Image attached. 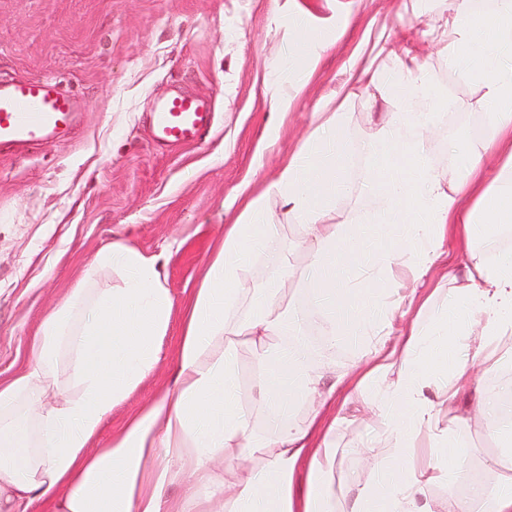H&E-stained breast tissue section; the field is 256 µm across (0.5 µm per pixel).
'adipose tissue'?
Instances as JSON below:
<instances>
[{
  "instance_id": "obj_1",
  "label": "adipose tissue",
  "mask_w": 512,
  "mask_h": 512,
  "mask_svg": "<svg viewBox=\"0 0 512 512\" xmlns=\"http://www.w3.org/2000/svg\"><path fill=\"white\" fill-rule=\"evenodd\" d=\"M450 24L456 34L450 65L467 81L480 85L488 121L485 134L471 143L466 177L460 189L476 188L477 199L460 213L456 192L443 187L426 155L423 138L406 143L403 126L419 133L435 117L442 100L417 58L397 60L393 68H364L357 81L388 85L401 102L390 122L371 135L381 158L370 170L371 190L380 208L379 226L361 225L352 216L325 223L336 198L348 193L344 115L325 112L319 126L289 161L269 189L312 241L310 267L316 305L326 319L327 345L350 336L376 364L364 384L382 388L388 430L400 453H407L422 429L433 427L435 411L423 391L446 382L456 399L459 375L488 361L487 345L512 334V252L487 258L470 253V283L449 290L441 313L429 329L412 328L403 350L406 374L387 378L377 359L382 349L373 335L386 330L406 297L394 278L395 245L412 258L410 273L420 281L444 253L449 234L472 242L489 225L512 224V0H454ZM507 147L491 185L478 188L474 178L490 151ZM277 227L264 208L263 196L251 197L237 221L224 230L207 271L185 309L178 339L176 392H164L128 418L104 447H97L105 420L159 363L174 300L166 286L169 251L147 254L115 242L99 250L89 272L118 270L121 283L88 293L77 286L42 317L28 344L26 365L0 379V512H334L323 485L334 470L330 437L317 448L307 446L316 425H295L292 414L303 399L327 403L335 389H321L307 358L283 343L288 309L277 291H268L261 309L238 317L243 271L268 247ZM379 255L378 270L361 269L364 254ZM484 326V342L473 345L475 324ZM259 347L262 402L274 428L254 441L250 421L236 408L234 356L240 342ZM66 350L75 393L54 405L43 403L59 350ZM28 405L29 422L8 417L18 400ZM465 417L449 418L437 430L440 444L418 465L399 471L369 457L373 486L360 489L349 512H433L418 500L436 482L449 494L441 512H512V473H501L493 494L484 489L460 495L462 475L443 461L444 447H457ZM434 428V427H433ZM229 448L261 456L258 471L225 463L216 476L212 463ZM306 465L301 496L293 494V477ZM176 482L185 500L168 498Z\"/></svg>"
}]
</instances>
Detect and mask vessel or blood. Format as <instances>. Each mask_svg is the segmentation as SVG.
<instances>
[{"label": "vessel or blood", "instance_id": "b4317fda", "mask_svg": "<svg viewBox=\"0 0 512 512\" xmlns=\"http://www.w3.org/2000/svg\"><path fill=\"white\" fill-rule=\"evenodd\" d=\"M214 103L207 96L177 94L161 101L152 116L158 143L198 142L210 129ZM80 120L76 96L49 78L0 81V147L24 148L47 143L72 130Z\"/></svg>", "mask_w": 512, "mask_h": 512}]
</instances>
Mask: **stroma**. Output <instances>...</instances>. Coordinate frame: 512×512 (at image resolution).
Returning <instances> with one entry per match:
<instances>
[{"mask_svg":"<svg viewBox=\"0 0 512 512\" xmlns=\"http://www.w3.org/2000/svg\"><path fill=\"white\" fill-rule=\"evenodd\" d=\"M304 2L313 18L300 32L288 22L294 0H0V81L48 77L87 104L80 124L64 138L21 155L0 149V377L20 366L43 314L71 293L98 250L119 241L157 253L173 240L183 243L166 266L174 308L161 360L113 409L100 443L161 389L174 387L183 307L245 194H264L278 231L244 274L240 314L251 311L259 290L284 286L290 333L305 325L323 330L318 308L304 304L309 248L303 229L266 188L318 126L324 104L338 98L346 114L342 137L351 191L337 198L327 221L376 210L366 190L374 161L370 132L389 121L398 101L371 85L351 86L349 79L367 65H390L382 29L396 31L393 49L411 51L451 97L453 111L430 124L424 138L443 186L463 176L484 108L481 89L448 63L452 0L420 7L415 0ZM317 48L318 64L296 78L290 60L305 61ZM175 90L212 97L215 119L198 143L167 148L153 139L151 112L157 99ZM283 97L292 105L280 114L276 103ZM466 254L464 243L449 235L446 255L423 284L411 277L407 252L396 255L394 273L414 301L396 315L384 339L390 379L404 371L398 349L410 324L427 323L449 288L466 287ZM255 356L252 344H238L237 401L259 429L265 417ZM314 362L323 384L337 388L319 421L336 426L332 488L336 512H348L356 492L375 481L362 445L376 438L381 459L395 464L399 457L389 446L378 389L358 388L366 370L360 347L340 341L319 349ZM489 382L482 369H471L453 405L443 385L426 389L440 426H447L449 413L472 411L475 388ZM485 432L482 425L467 428L465 447L444 455L463 470L480 469L491 488L501 456Z\"/></svg>","mask_w":512,"mask_h":512,"instance_id":"1","label":"stroma"}]
</instances>
